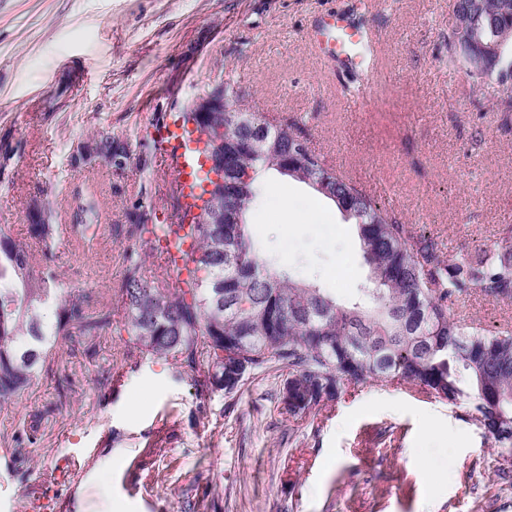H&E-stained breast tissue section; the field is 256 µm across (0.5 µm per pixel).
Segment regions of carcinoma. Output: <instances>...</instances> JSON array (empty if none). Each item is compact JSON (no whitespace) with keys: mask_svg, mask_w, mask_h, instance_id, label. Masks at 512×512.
Instances as JSON below:
<instances>
[{"mask_svg":"<svg viewBox=\"0 0 512 512\" xmlns=\"http://www.w3.org/2000/svg\"><path fill=\"white\" fill-rule=\"evenodd\" d=\"M481 38L501 44L512 65V0H479ZM448 62L473 71L456 50L448 30ZM486 66L499 93L497 106L512 108V71ZM227 104L241 107L240 86L224 83ZM224 179L209 181L189 232L199 239L194 269L178 287L165 277L142 273L163 224L137 206L128 214L133 239L119 289L121 329L139 358H172L191 369L206 368L195 380L200 392L224 389L228 365L243 361L251 372H285L283 410L303 418L341 399L345 385L404 382L455 404H474V421L484 433L512 447V328L488 330L448 313L454 302L480 294L512 301V224L499 229L503 246L449 259L434 241L400 224L360 185L327 166L293 130L271 124L259 112L180 113ZM97 153L80 145L76 165L93 167L112 156V137ZM310 186L332 201L356 226L370 272L369 302H343L316 282L300 280L288 267L260 257L247 214L269 171ZM98 221L94 201L79 202L71 229L85 242ZM32 231L51 251L59 225L49 208L37 210ZM112 326V312H88L82 293L60 287L50 264L34 270L25 246L0 225V404L29 390L61 340L95 336Z\"/></svg>","mask_w":512,"mask_h":512,"instance_id":"cac0c4a2","label":"carcinoma"}]
</instances>
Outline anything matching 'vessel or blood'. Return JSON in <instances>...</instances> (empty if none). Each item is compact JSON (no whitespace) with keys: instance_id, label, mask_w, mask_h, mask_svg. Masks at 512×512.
<instances>
[{"instance_id":"b4317fda","label":"vessel or blood","mask_w":512,"mask_h":512,"mask_svg":"<svg viewBox=\"0 0 512 512\" xmlns=\"http://www.w3.org/2000/svg\"><path fill=\"white\" fill-rule=\"evenodd\" d=\"M313 38L319 41L325 52L335 61L337 72L351 71L359 63V54L378 56L381 45L378 40L354 28L346 16L330 13L319 20ZM159 156L170 180L167 186L166 211L171 223H179L181 216L193 210L204 188L210 164L203 151L202 143L191 134L181 120L170 119L154 133ZM195 248L193 241L177 242L169 238L161 242L160 256L155 263L170 276L189 265Z\"/></svg>"}]
</instances>
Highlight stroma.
<instances>
[{
    "label": "stroma",
    "instance_id": "35a3bbf8",
    "mask_svg": "<svg viewBox=\"0 0 512 512\" xmlns=\"http://www.w3.org/2000/svg\"><path fill=\"white\" fill-rule=\"evenodd\" d=\"M331 11L383 42L358 112L345 110L344 87L363 74L339 84L309 38ZM450 22L449 0H0V224L37 265L33 205L67 224L94 197L93 248L57 242L54 265L64 287L110 303L128 212L144 203L153 223L169 221L153 127L233 72L267 121L294 119L338 172L389 182L396 220L447 256L496 249L499 225L512 224V113L449 67ZM102 131L118 146L111 165H73L74 145ZM275 192L295 224L271 210ZM248 221L266 253L340 298L366 284L354 226L305 184L263 180ZM450 315L493 329L512 323V302L474 295ZM126 349L108 330L92 355L60 343L51 373L0 405V437L24 440L19 458L0 447V512H512V451L471 421L469 402L369 381L296 421L274 375L201 395L171 359L100 389ZM65 456L85 467L80 486L50 482Z\"/></svg>",
    "mask_w": 512,
    "mask_h": 512
}]
</instances>
